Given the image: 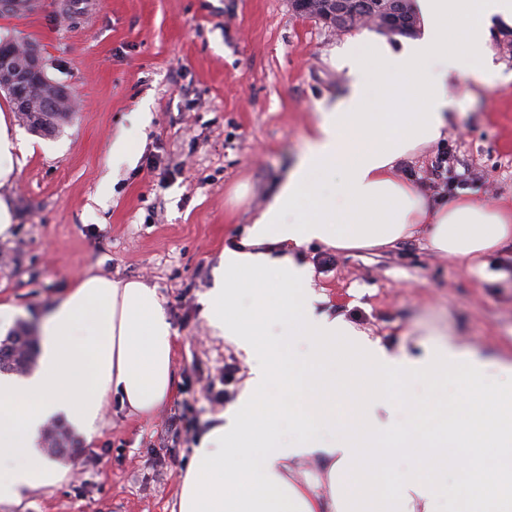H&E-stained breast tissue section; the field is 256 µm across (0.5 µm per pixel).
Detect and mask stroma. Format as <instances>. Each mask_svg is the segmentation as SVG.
I'll return each instance as SVG.
<instances>
[{
	"label": "stroma",
	"mask_w": 512,
	"mask_h": 512,
	"mask_svg": "<svg viewBox=\"0 0 512 512\" xmlns=\"http://www.w3.org/2000/svg\"><path fill=\"white\" fill-rule=\"evenodd\" d=\"M511 37L506 26L489 36L503 81L489 90L452 79L459 105L447 129L396 178L433 196L431 165L444 153L449 175L470 177L459 194L512 199V53L498 48ZM1 39L36 43L76 109L49 136L12 121L33 151L15 154L0 186L14 211L0 303L32 327L87 272L146 282L175 333L176 388L149 416L112 400L93 436L75 434L59 456L63 480L0 512H176L194 448L249 376L244 353L202 315L213 270L304 150L314 102L343 92L327 58L344 37L289 0H44L27 23L0 13ZM143 107L148 124L132 125ZM121 132L140 152L116 165ZM297 258L312 267L319 312L389 349L417 356L450 333L492 357L512 351L511 244L480 274L420 236L348 250L313 241Z\"/></svg>",
	"instance_id": "1"
}]
</instances>
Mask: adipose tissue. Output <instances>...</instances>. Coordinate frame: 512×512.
<instances>
[{
  "instance_id": "obj_1",
  "label": "adipose tissue",
  "mask_w": 512,
  "mask_h": 512,
  "mask_svg": "<svg viewBox=\"0 0 512 512\" xmlns=\"http://www.w3.org/2000/svg\"><path fill=\"white\" fill-rule=\"evenodd\" d=\"M421 35L348 37L330 55L344 94L316 102L305 150L248 229L225 249L203 316L243 350L249 378L201 439L181 480L178 512H512V389H487L490 366L512 361L448 342L412 357L389 351L340 317L317 312L312 270L268 242L317 240L338 249L393 244L427 231L428 245L482 269L512 242V201H432L396 164L441 138L457 107L448 75L496 86L494 21L512 0H412ZM172 326L155 287L87 273L40 328L32 375L0 376V501L51 486L65 469L39 446L66 420L91 434L112 397L149 415L173 394ZM416 377L455 393L409 423L382 419ZM334 431L325 442V431ZM409 465L399 469L397 457ZM315 471L297 479L296 466Z\"/></svg>"
}]
</instances>
